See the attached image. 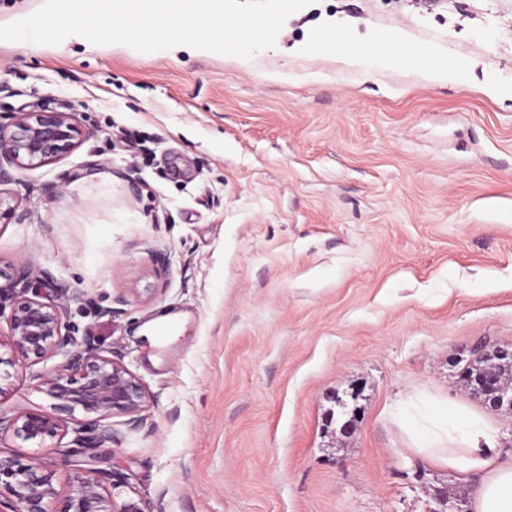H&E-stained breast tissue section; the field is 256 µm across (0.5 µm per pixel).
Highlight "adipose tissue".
Returning a JSON list of instances; mask_svg holds the SVG:
<instances>
[{
    "mask_svg": "<svg viewBox=\"0 0 512 512\" xmlns=\"http://www.w3.org/2000/svg\"><path fill=\"white\" fill-rule=\"evenodd\" d=\"M326 27L336 31L348 44L347 51L340 55L341 61L365 73L375 63L393 64L392 48L404 43L403 37L397 34L364 38L337 28L331 21ZM370 44L375 47L371 53L366 50ZM419 68L430 81L466 84L471 80L475 64L461 58L454 65H447L433 49L422 53ZM422 419L433 426L434 432L430 445L421 448V455L472 476L474 512H512V466L498 465L494 441L485 424L454 408L442 415L425 411Z\"/></svg>",
    "mask_w": 512,
    "mask_h": 512,
    "instance_id": "ef3b65f1",
    "label": "adipose tissue"
}]
</instances>
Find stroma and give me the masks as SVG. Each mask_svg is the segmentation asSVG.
<instances>
[{
  "instance_id": "stroma-1",
  "label": "stroma",
  "mask_w": 512,
  "mask_h": 512,
  "mask_svg": "<svg viewBox=\"0 0 512 512\" xmlns=\"http://www.w3.org/2000/svg\"><path fill=\"white\" fill-rule=\"evenodd\" d=\"M327 20L512 78V0H314L249 69L0 41V122L50 107L81 133L0 185L28 215L0 224V266L83 293L67 321L144 385L146 426L109 417L98 453L145 512H437L443 489L470 512V478L417 452L424 408L482 419L512 464V414L460 378L482 347H512V100L295 54ZM164 313L182 332L144 333ZM65 362L10 366L0 407L49 411L35 376ZM335 392L356 396L345 436L326 423ZM53 446L0 436L63 491L85 471Z\"/></svg>"
}]
</instances>
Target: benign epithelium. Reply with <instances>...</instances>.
<instances>
[{
	"label": "benign epithelium",
	"mask_w": 512,
	"mask_h": 512,
	"mask_svg": "<svg viewBox=\"0 0 512 512\" xmlns=\"http://www.w3.org/2000/svg\"><path fill=\"white\" fill-rule=\"evenodd\" d=\"M78 146L72 113L44 108L20 112L9 124H0V184L12 179L15 168L35 169L62 160ZM81 299L82 294L48 271L0 269V318H6L9 327L13 359L37 364L58 353L67 357L61 369L36 375L52 412L0 408V436L11 432L44 441L71 431L74 438L55 447V453L62 464L89 470L88 477L62 495L53 471L0 454V489L13 496V501L0 504V512H144L133 499L117 503V490L127 487L126 478L101 466L97 449L113 441L111 425L103 423L107 417L125 416L133 431L146 423L148 394L121 359L98 351L90 329L81 331L66 321L67 303ZM480 387L490 408L512 410V390L494 377L481 379ZM78 412L82 417H76Z\"/></svg>",
	"instance_id": "obj_1"
}]
</instances>
